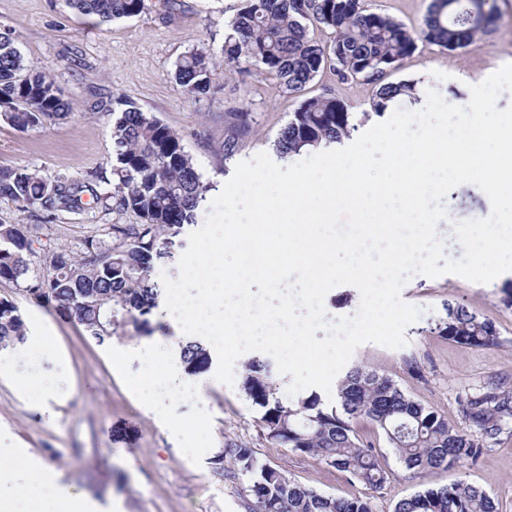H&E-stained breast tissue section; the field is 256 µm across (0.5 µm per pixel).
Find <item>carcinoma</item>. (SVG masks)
<instances>
[{"mask_svg":"<svg viewBox=\"0 0 512 512\" xmlns=\"http://www.w3.org/2000/svg\"><path fill=\"white\" fill-rule=\"evenodd\" d=\"M83 15L102 22L137 17L149 10V0H66ZM467 0H431L417 32L361 5V0H247L231 19L221 57L224 70L269 75L290 95L303 92L315 77L330 70L341 81L362 79L374 85L372 106L384 113L398 97L412 96L415 86L389 82V71L423 41L448 52L466 51L489 32L496 15L488 6L483 20L465 18ZM332 31L323 45L309 35V26ZM216 70L213 53L194 48L174 64V80L190 99L208 94ZM112 109V180L115 192L102 197L97 183L106 178L100 169L81 183L64 177L47 181L25 166L0 168V200L12 202L37 223L27 227L0 224V280L21 285L36 298L55 301L65 309L80 304V324L103 344L120 337V329L157 305L160 288L153 280L154 259L168 244L165 235L196 222V212L209 186L204 183L178 132L147 115L135 103L119 99ZM70 115L47 67L25 59L12 39L0 33V120L25 130ZM244 113L228 122L224 151L238 145ZM352 115L332 96L305 99L275 141L282 158L305 149L341 143L349 137ZM119 213L131 212L137 224H113L111 240L97 235L84 240L82 252L55 251L52 276L31 274L32 244L43 229L64 214L79 215L90 202ZM436 329L453 341L485 347L495 341L492 323L460 305H448ZM25 324L9 300L0 304V348L24 340ZM190 373L207 368L209 353L198 342L181 347ZM241 388L259 411L262 437L336 469L350 481L371 490L383 487L387 474L382 451L363 441L353 421L365 418L383 433L410 476L476 462L483 447L495 443L512 428V391L502 384L465 396L461 421L407 396L395 382L363 366L351 367L339 381L336 405H325L311 393L285 403L277 396L270 364L258 357L244 364ZM222 459L234 466L233 477L243 479L244 492L253 500L250 512H373L361 497L323 494L289 479L262 461L254 448L235 440L224 443ZM394 512H499L481 488L454 484L430 488L399 500Z\"/></svg>","mask_w":512,"mask_h":512,"instance_id":"obj_1","label":"carcinoma"}]
</instances>
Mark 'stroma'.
<instances>
[{
    "instance_id": "1",
    "label": "stroma",
    "mask_w": 512,
    "mask_h": 512,
    "mask_svg": "<svg viewBox=\"0 0 512 512\" xmlns=\"http://www.w3.org/2000/svg\"><path fill=\"white\" fill-rule=\"evenodd\" d=\"M178 11L156 4L140 16L99 22L73 12L65 0H0V31L12 33L15 45L31 62L46 65L72 117L21 131L0 121V166H25L46 180L65 176L81 181L112 157V117L105 110L122 96L175 129L183 138L210 199L233 177L237 164L264 152L298 108L301 98L283 93L266 76L241 78L216 70L209 94L188 99L173 78L177 58L193 48L220 51L224 34L245 0H180ZM366 9L387 14L408 28L419 29L431 0H362ZM498 20L493 31L462 55L419 43L388 79L426 82L448 102L466 106L470 88L512 58V0H495ZM373 85L339 81L324 72L308 86L307 96L332 95L353 115L355 134L381 117L372 107ZM247 114L246 133L232 155L224 153L229 112ZM203 202L199 214L211 209ZM449 223L488 217L491 202L477 186L450 193L443 201ZM130 214L95 207L66 216L45 229V251L33 260L35 274L49 270L51 250L80 251L85 237L113 224H131ZM12 301L26 327H41L51 336L57 356L47 359L43 376L55 389L50 408L35 398L23 399L0 377V454L21 451L41 460L51 479L42 499L9 497L12 512H56L67 496L101 507L120 503L122 512H247L239 480L216 469L213 460L226 439L249 443L259 458L302 485L344 497H367L374 512H393L395 503L430 486L464 483L486 489L500 512H512V434L486 448L476 463L435 469L410 477L384 437L370 422L355 428L382 448L388 479L370 491L349 483L321 459L266 442L258 412L240 385L210 384L216 365L201 372L203 390L175 406L172 422L147 411L129 381L138 365L114 356L144 340L179 343L185 337L164 307L155 308L146 324H131L126 336L98 344L73 317L55 305L29 295L22 287L0 281V299ZM404 302L420 309L407 327V343L398 349L377 344L359 346L351 363L391 377L414 400L458 421V395L489 381L512 389V276L475 283L454 274L430 278L412 274L401 290ZM462 305L496 332L494 345L469 347L440 336L433 325L446 304Z\"/></svg>"
}]
</instances>
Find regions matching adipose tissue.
Returning a JSON list of instances; mask_svg holds the SVG:
<instances>
[{"mask_svg":"<svg viewBox=\"0 0 512 512\" xmlns=\"http://www.w3.org/2000/svg\"><path fill=\"white\" fill-rule=\"evenodd\" d=\"M129 356L135 357L141 369L140 397L147 409H155L156 388H164L168 400L183 399L200 392L202 384L186 375L180 368L177 348L160 343H141L129 348ZM166 362V370H159V362Z\"/></svg>","mask_w":512,"mask_h":512,"instance_id":"obj_1","label":"adipose tissue"}]
</instances>
